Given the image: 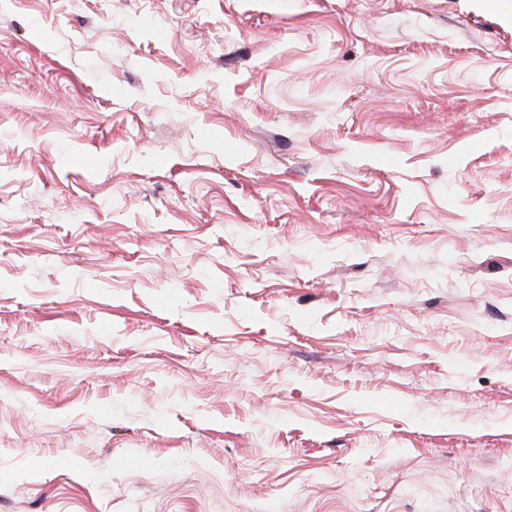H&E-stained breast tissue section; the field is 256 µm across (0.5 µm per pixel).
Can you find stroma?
Instances as JSON below:
<instances>
[{
	"label": "stroma",
	"instance_id": "35a3bbf8",
	"mask_svg": "<svg viewBox=\"0 0 512 512\" xmlns=\"http://www.w3.org/2000/svg\"><path fill=\"white\" fill-rule=\"evenodd\" d=\"M0 512H512V21L0 0Z\"/></svg>",
	"mask_w": 512,
	"mask_h": 512
}]
</instances>
